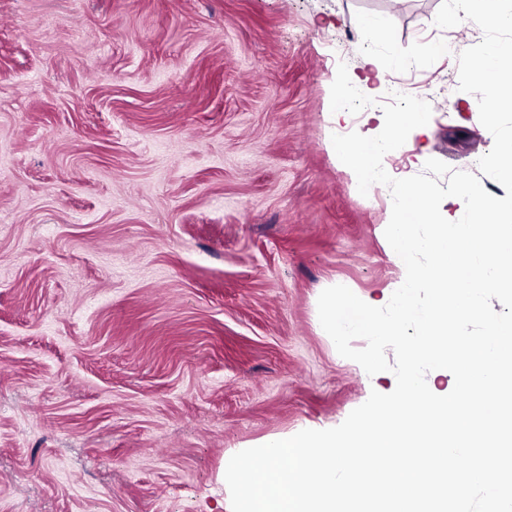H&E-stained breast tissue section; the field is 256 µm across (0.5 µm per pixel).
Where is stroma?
Returning <instances> with one entry per match:
<instances>
[{
  "instance_id": "1",
  "label": "stroma",
  "mask_w": 512,
  "mask_h": 512,
  "mask_svg": "<svg viewBox=\"0 0 512 512\" xmlns=\"http://www.w3.org/2000/svg\"><path fill=\"white\" fill-rule=\"evenodd\" d=\"M442 0H0V512H232L224 459L340 425L394 375L321 331L405 266L387 186L329 151L339 64L432 109L393 175L493 146Z\"/></svg>"
}]
</instances>
